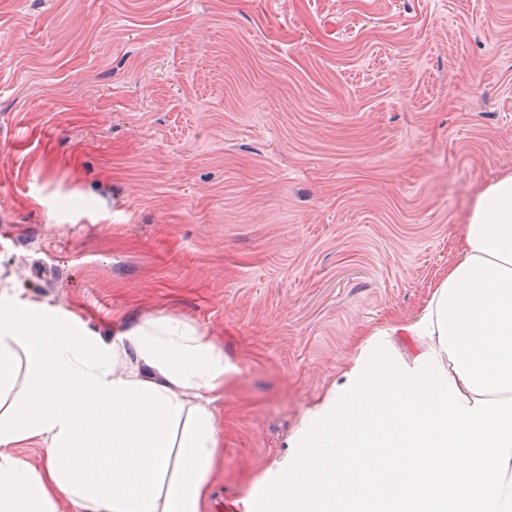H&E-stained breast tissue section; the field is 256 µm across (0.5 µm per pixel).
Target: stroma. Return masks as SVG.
<instances>
[{
	"label": "stroma",
	"mask_w": 512,
	"mask_h": 512,
	"mask_svg": "<svg viewBox=\"0 0 512 512\" xmlns=\"http://www.w3.org/2000/svg\"><path fill=\"white\" fill-rule=\"evenodd\" d=\"M507 174L512 0H0V289L223 347L206 512L257 498Z\"/></svg>",
	"instance_id": "stroma-1"
}]
</instances>
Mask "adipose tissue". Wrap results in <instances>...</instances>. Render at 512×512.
Returning a JSON list of instances; mask_svg holds the SVG:
<instances>
[{"instance_id": "adipose-tissue-1", "label": "adipose tissue", "mask_w": 512, "mask_h": 512, "mask_svg": "<svg viewBox=\"0 0 512 512\" xmlns=\"http://www.w3.org/2000/svg\"><path fill=\"white\" fill-rule=\"evenodd\" d=\"M461 234L422 314L364 338L299 420L265 512H512V176ZM236 371L182 317L106 339L0 289V512H202Z\"/></svg>"}]
</instances>
